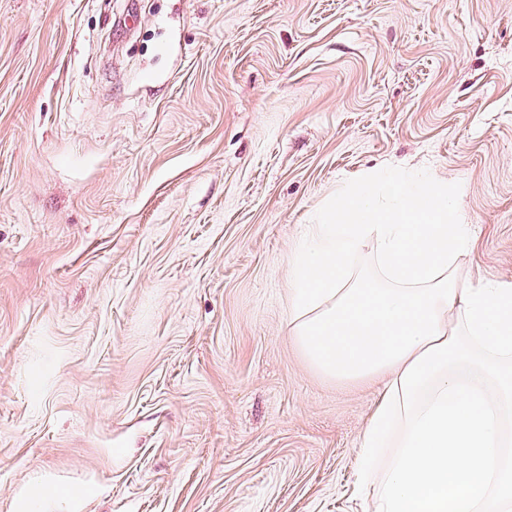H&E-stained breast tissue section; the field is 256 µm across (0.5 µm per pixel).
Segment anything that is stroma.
Segmentation results:
<instances>
[{
  "mask_svg": "<svg viewBox=\"0 0 512 512\" xmlns=\"http://www.w3.org/2000/svg\"><path fill=\"white\" fill-rule=\"evenodd\" d=\"M460 183L512 283V0H0V512H374L383 380L314 369L291 260L347 180ZM46 502L47 497L44 493V477L39 473H32L25 491L19 496L14 505V511L48 512Z\"/></svg>",
  "mask_w": 512,
  "mask_h": 512,
  "instance_id": "1",
  "label": "stroma"
}]
</instances>
